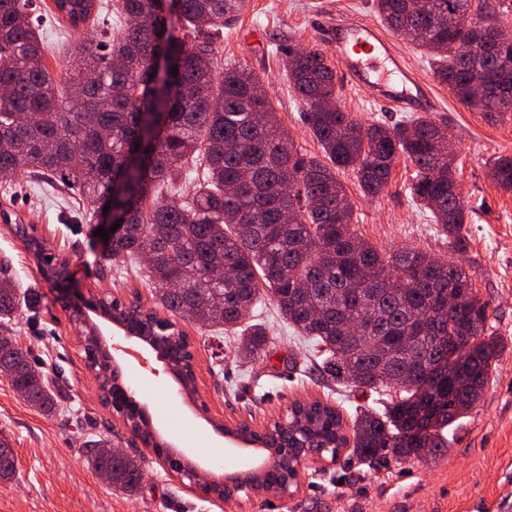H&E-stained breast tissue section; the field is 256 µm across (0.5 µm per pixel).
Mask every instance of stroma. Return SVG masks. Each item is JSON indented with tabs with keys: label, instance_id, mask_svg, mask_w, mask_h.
Returning <instances> with one entry per match:
<instances>
[{
	"label": "stroma",
	"instance_id": "obj_1",
	"mask_svg": "<svg viewBox=\"0 0 512 512\" xmlns=\"http://www.w3.org/2000/svg\"><path fill=\"white\" fill-rule=\"evenodd\" d=\"M49 0H32L33 23L48 45L46 64L60 74L69 48L83 31L47 11ZM346 27L379 24L372 0H250L247 12L217 41L219 60L253 72L263 84L283 126L303 154L321 149L306 121V105L290 88L284 70L288 48L322 51L336 73L339 100L360 123L392 126L409 120L367 93L348 85L345 62L322 34L326 22ZM389 40L433 98L431 119L446 127L467 214L457 253L428 212L413 201L414 167L397 159L379 196H363L353 174H343L354 206V228L382 249L417 247L461 263L479 296L489 303L487 321L503 342L484 395L467 418L448 429L446 454L402 464L367 465L349 449L336 459L301 465L300 484L289 495L223 500L169 470L152 449L132 437L120 415L105 406L86 366L82 337L57 292L45 281L18 227L33 230L49 252L70 262V274L86 300L119 299L154 304L141 260L105 265L96 221L76 192L32 176L0 179V259H8L15 282L31 290L34 303L0 333L30 349L32 363L48 377L62 407L53 415L30 407L0 373V442L12 449L16 474L0 482V512H497L512 502V192L497 187L488 171L500 156L512 155V116L497 121L462 105L441 85L430 62L408 37ZM263 324L267 343L260 356L239 357L233 334L183 325L195 359L194 397H187L157 359L141 365L117 361L119 382L164 442L184 453L206 478L259 465L263 451L221 433L242 423L261 430L285 419L297 400L335 405L343 418L381 410L378 393L320 373L311 344L298 337L270 294H262L246 316ZM106 438L142 458L138 495L113 490L86 462L87 438Z\"/></svg>",
	"mask_w": 512,
	"mask_h": 512
}]
</instances>
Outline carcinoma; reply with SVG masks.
Wrapping results in <instances>:
<instances>
[{
    "mask_svg": "<svg viewBox=\"0 0 512 512\" xmlns=\"http://www.w3.org/2000/svg\"><path fill=\"white\" fill-rule=\"evenodd\" d=\"M53 2L76 29L94 7V0ZM30 3L0 0V87L8 88L0 96V177L55 178L79 190L94 215L106 202L124 229L104 259L150 249L146 279L172 319L235 329L264 287L298 333L328 350L323 372L387 392L383 412L353 416L350 431L335 407L318 400L295 403L287 421L314 426L312 435L367 462L446 451L443 430L480 402L502 349L486 333L489 303L463 267L420 250L381 251L361 238L339 179L349 171L364 196L376 197L404 157L415 169L413 200L462 251L466 212L454 159L442 153L446 129L428 117L393 127L359 123L338 102L325 56L291 48L284 68L322 158L302 154L255 74L233 65L217 72L214 33L248 0H119L123 29L108 40H79L61 91ZM374 7L389 30L434 60L460 103L490 118L512 113L497 104L500 90L512 91V38L484 35L496 16L512 12V0H374ZM474 8L483 24L460 26ZM156 55L176 73L153 77ZM190 160L202 173L182 202ZM490 177L511 192L512 157H498ZM31 303L0 263V322ZM264 344L256 327L240 339L246 357ZM0 373L30 406L55 410L30 351L11 336L0 335ZM86 446L88 463L109 485L138 493L142 459L114 454L106 440ZM285 472L280 462L255 486L278 493ZM14 475L12 452L1 443L0 481Z\"/></svg>",
    "mask_w": 512,
    "mask_h": 512,
    "instance_id": "carcinoma-1",
    "label": "carcinoma"
}]
</instances>
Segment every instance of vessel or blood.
<instances>
[{"label": "vessel or blood", "instance_id": "b4317fda", "mask_svg": "<svg viewBox=\"0 0 512 512\" xmlns=\"http://www.w3.org/2000/svg\"><path fill=\"white\" fill-rule=\"evenodd\" d=\"M331 41L333 52L348 63L351 86L372 91L378 100L400 110L427 103L426 90L415 83L402 56L392 50L377 26L340 29Z\"/></svg>", "mask_w": 512, "mask_h": 512}]
</instances>
